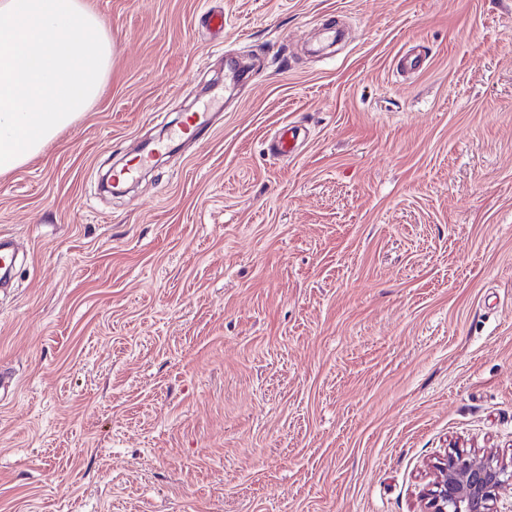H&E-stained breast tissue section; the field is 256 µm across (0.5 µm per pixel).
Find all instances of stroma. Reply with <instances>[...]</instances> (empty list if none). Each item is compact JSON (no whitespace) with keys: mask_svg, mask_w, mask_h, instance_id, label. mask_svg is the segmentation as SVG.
<instances>
[{"mask_svg":"<svg viewBox=\"0 0 512 512\" xmlns=\"http://www.w3.org/2000/svg\"><path fill=\"white\" fill-rule=\"evenodd\" d=\"M86 3L103 89L0 176V512H420L512 462V0ZM494 456L448 453L434 465L422 489L423 512H501L497 493L512 482V471Z\"/></svg>","mask_w":512,"mask_h":512,"instance_id":"1","label":"stroma"}]
</instances>
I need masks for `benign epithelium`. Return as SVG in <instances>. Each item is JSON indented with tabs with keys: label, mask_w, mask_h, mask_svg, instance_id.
Wrapping results in <instances>:
<instances>
[{
	"label": "benign epithelium",
	"mask_w": 512,
	"mask_h": 512,
	"mask_svg": "<svg viewBox=\"0 0 512 512\" xmlns=\"http://www.w3.org/2000/svg\"><path fill=\"white\" fill-rule=\"evenodd\" d=\"M512 482L508 465L493 456L448 453L422 489L423 512H499V489Z\"/></svg>",
	"instance_id": "7a95c632"
}]
</instances>
